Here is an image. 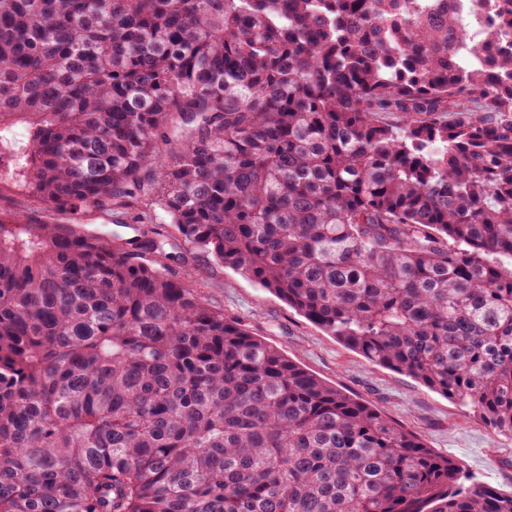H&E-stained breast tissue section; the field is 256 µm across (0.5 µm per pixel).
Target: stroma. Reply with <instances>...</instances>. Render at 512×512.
I'll use <instances>...</instances> for the list:
<instances>
[{
	"mask_svg": "<svg viewBox=\"0 0 512 512\" xmlns=\"http://www.w3.org/2000/svg\"><path fill=\"white\" fill-rule=\"evenodd\" d=\"M165 266L309 373L378 406L431 448L459 460L469 474L512 494V437L417 380L346 348L277 296L202 251L188 250L185 262L169 260Z\"/></svg>",
	"mask_w": 512,
	"mask_h": 512,
	"instance_id": "stroma-1",
	"label": "stroma"
}]
</instances>
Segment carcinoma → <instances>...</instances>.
I'll return each instance as SVG.
<instances>
[{
    "label": "carcinoma",
    "instance_id": "carcinoma-1",
    "mask_svg": "<svg viewBox=\"0 0 512 512\" xmlns=\"http://www.w3.org/2000/svg\"><path fill=\"white\" fill-rule=\"evenodd\" d=\"M442 2L0 0V187L68 215L0 217V512H512L144 260L162 213L512 436V0ZM448 11L469 29L473 41L482 40L486 18L479 0H448Z\"/></svg>",
    "mask_w": 512,
    "mask_h": 512
}]
</instances>
